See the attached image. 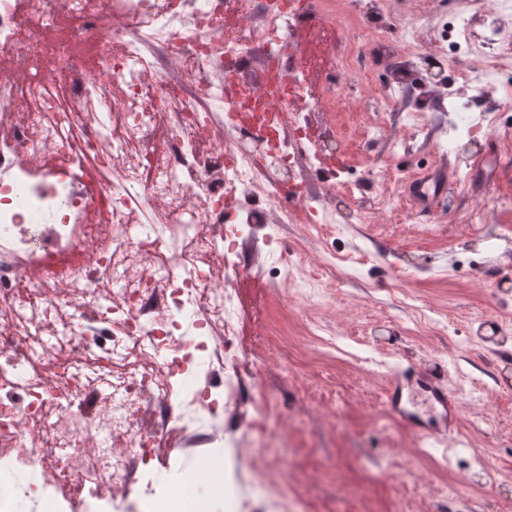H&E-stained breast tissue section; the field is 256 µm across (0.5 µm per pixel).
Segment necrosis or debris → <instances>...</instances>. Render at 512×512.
I'll use <instances>...</instances> for the list:
<instances>
[{"label":"necrosis or debris","mask_w":512,"mask_h":512,"mask_svg":"<svg viewBox=\"0 0 512 512\" xmlns=\"http://www.w3.org/2000/svg\"><path fill=\"white\" fill-rule=\"evenodd\" d=\"M192 27L170 31L166 0H67L65 40L51 37L54 0H0V512H68L55 490L73 483L114 512H242L224 478V417L234 414L252 444L256 471L276 470L270 443L283 437L267 359L239 345L240 243L268 225V274L278 287L352 279L335 264L294 262L280 247L282 224L320 223L325 237L355 211L312 206L299 181L301 158L321 160L311 115L327 97L309 74L336 66L358 79L354 59L382 41L377 30L346 38L339 55L307 56L289 73L281 60L300 15L338 14L358 26L363 0H194ZM489 41L467 10L443 32L450 51L471 49L480 84L490 61L512 56V0H485ZM222 32L198 39L199 28ZM91 40L96 80L74 75V47ZM163 41L168 66L223 62L234 83L203 85L193 99L156 70L144 47ZM262 57V80L239 77ZM45 65L66 80L30 77ZM291 186L296 201L279 198ZM255 204L225 223V195ZM96 266H89L88 255ZM177 424L181 467L141 491L159 439Z\"/></svg>","instance_id":"obj_1"}]
</instances>
